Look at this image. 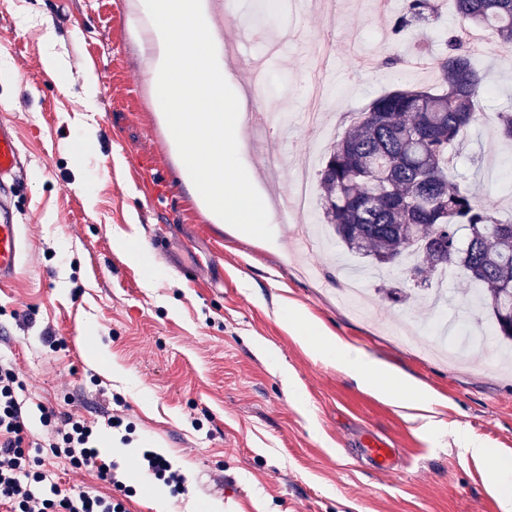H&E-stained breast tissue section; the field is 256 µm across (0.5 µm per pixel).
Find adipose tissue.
Here are the masks:
<instances>
[{
  "label": "adipose tissue",
  "instance_id": "1",
  "mask_svg": "<svg viewBox=\"0 0 512 512\" xmlns=\"http://www.w3.org/2000/svg\"><path fill=\"white\" fill-rule=\"evenodd\" d=\"M153 35L149 72L159 112L173 128L172 146L183 158L181 177L193 197L216 222L256 233L265 223L266 205L251 193V177L239 163L245 143V97L228 91L224 59L218 49L211 0H138ZM210 28L206 41L194 43V27ZM290 320L316 354L336 362L361 385L408 409L429 412L440 400L431 391L397 378L321 325L309 324L305 312L291 308Z\"/></svg>",
  "mask_w": 512,
  "mask_h": 512
}]
</instances>
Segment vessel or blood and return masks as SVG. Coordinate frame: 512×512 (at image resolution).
I'll use <instances>...</instances> for the list:
<instances>
[{"instance_id": "b4317fda", "label": "vessel or blood", "mask_w": 512, "mask_h": 512, "mask_svg": "<svg viewBox=\"0 0 512 512\" xmlns=\"http://www.w3.org/2000/svg\"><path fill=\"white\" fill-rule=\"evenodd\" d=\"M22 168L15 125L0 123V284L16 279L24 252L22 226L18 224L13 188ZM366 453L375 466L391 471L395 451L385 441L369 438Z\"/></svg>"}]
</instances>
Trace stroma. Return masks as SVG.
<instances>
[{
  "label": "stroma",
  "mask_w": 512,
  "mask_h": 512,
  "mask_svg": "<svg viewBox=\"0 0 512 512\" xmlns=\"http://www.w3.org/2000/svg\"><path fill=\"white\" fill-rule=\"evenodd\" d=\"M132 0H0V121L21 136L25 188L18 198L27 249L19 276L0 286V361L24 390L25 433L44 437L42 407L91 422L98 446L152 450L186 478L168 512H505L498 474L512 473V369L486 323L466 315L467 283L448 279L450 311L480 337L471 355L446 360L434 339L397 336L424 321L375 294L368 316L338 296L334 248L311 251L318 213L281 223L288 189L308 154L325 146L302 115L319 106L343 133L359 112L400 86H430V68L386 67L409 57L417 35L391 32L404 0H314L310 10L257 13L236 0L222 27L235 44L228 77L267 57L262 100L241 131L257 194L274 216L258 235L216 224L189 195L148 82L147 20ZM474 52L483 79L480 119L458 158L500 216H512V142L491 120L512 111V62L497 36ZM332 68L310 65L313 44ZM53 48L63 72L46 71ZM324 86L314 102L312 91ZM301 306L372 360L440 393L438 424L360 387L291 328ZM102 345V363L90 359ZM123 424L107 427L109 416ZM488 448L474 456L448 429ZM378 436L407 458L382 472L361 450ZM61 488L111 494L94 472L47 458Z\"/></svg>",
  "instance_id": "35a3bbf8"
}]
</instances>
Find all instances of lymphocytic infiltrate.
<instances>
[{"instance_id":"f902f5d3","label":"lymphocytic infiltrate","mask_w":512,"mask_h":512,"mask_svg":"<svg viewBox=\"0 0 512 512\" xmlns=\"http://www.w3.org/2000/svg\"><path fill=\"white\" fill-rule=\"evenodd\" d=\"M21 388L13 367L0 363V512H127L121 497L126 486L114 465L101 458L94 446L92 427L47 408L42 411L48 431L44 447L73 468L96 471L115 493L107 497L86 491L65 493L55 486L46 495L37 491V484L49 482L51 474L44 458L30 455L27 449Z\"/></svg>"}]
</instances>
